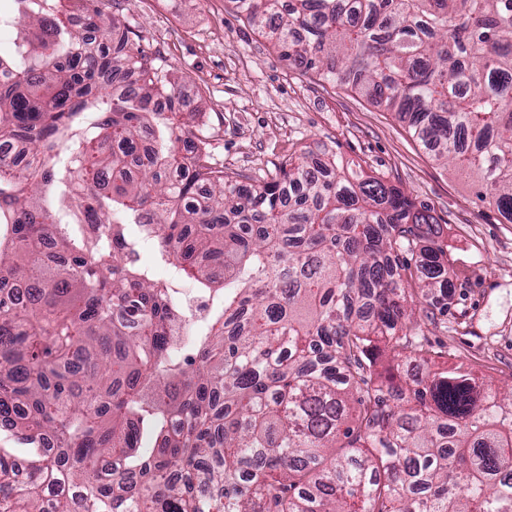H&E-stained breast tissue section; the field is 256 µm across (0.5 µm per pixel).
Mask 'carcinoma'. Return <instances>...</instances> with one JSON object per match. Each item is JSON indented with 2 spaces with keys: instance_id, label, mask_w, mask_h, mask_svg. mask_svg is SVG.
<instances>
[{
  "instance_id": "carcinoma-1",
  "label": "carcinoma",
  "mask_w": 512,
  "mask_h": 512,
  "mask_svg": "<svg viewBox=\"0 0 512 512\" xmlns=\"http://www.w3.org/2000/svg\"><path fill=\"white\" fill-rule=\"evenodd\" d=\"M103 2L13 0L0 58V512H512V388L427 335L430 207L334 154L213 166ZM234 3L512 224V0ZM149 240L217 314L135 266Z\"/></svg>"
}]
</instances>
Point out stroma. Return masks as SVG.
<instances>
[{
    "label": "stroma",
    "instance_id": "1",
    "mask_svg": "<svg viewBox=\"0 0 512 512\" xmlns=\"http://www.w3.org/2000/svg\"><path fill=\"white\" fill-rule=\"evenodd\" d=\"M134 41L160 52L195 108L210 161L262 183L304 150L359 162L427 204L448 241L455 288L433 338L448 361L512 385V224L472 180L436 161L383 105L283 59L232 0H119Z\"/></svg>",
    "mask_w": 512,
    "mask_h": 512
}]
</instances>
